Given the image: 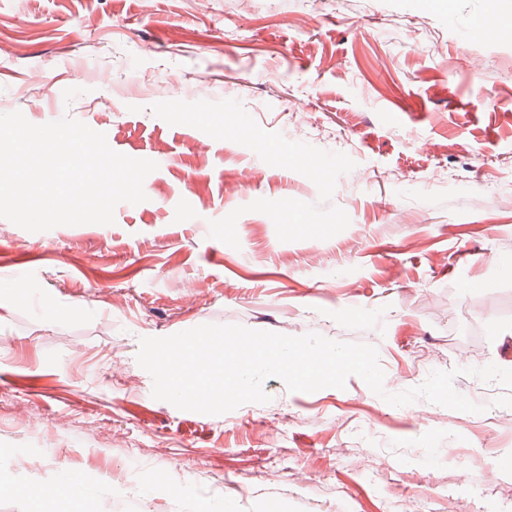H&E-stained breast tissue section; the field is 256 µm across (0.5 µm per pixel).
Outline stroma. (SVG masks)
Returning a JSON list of instances; mask_svg holds the SVG:
<instances>
[{
    "mask_svg": "<svg viewBox=\"0 0 512 512\" xmlns=\"http://www.w3.org/2000/svg\"><path fill=\"white\" fill-rule=\"evenodd\" d=\"M512 0H0V114L70 116L158 168L111 225L0 218V512H512ZM239 100L348 155L349 226L239 248L209 223L307 177L150 110ZM377 348L384 389L455 371L483 413L396 407L358 376L223 415L154 399L140 338L202 324Z\"/></svg>",
    "mask_w": 512,
    "mask_h": 512,
    "instance_id": "obj_1",
    "label": "stroma"
}]
</instances>
